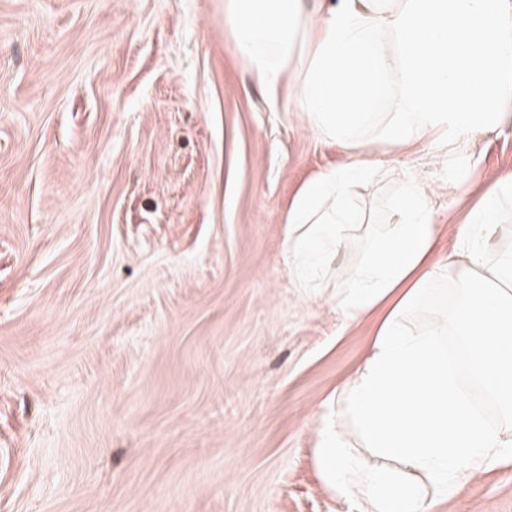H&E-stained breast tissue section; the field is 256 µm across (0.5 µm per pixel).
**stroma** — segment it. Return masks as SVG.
Segmentation results:
<instances>
[{
	"mask_svg": "<svg viewBox=\"0 0 512 512\" xmlns=\"http://www.w3.org/2000/svg\"><path fill=\"white\" fill-rule=\"evenodd\" d=\"M224 2L0 0V512H356L314 448L373 324L334 297L403 177L448 253L512 173V124L369 145L362 228L305 294L287 205L349 156L257 85ZM433 512H512V462Z\"/></svg>",
	"mask_w": 512,
	"mask_h": 512,
	"instance_id": "1",
	"label": "stroma"
}]
</instances>
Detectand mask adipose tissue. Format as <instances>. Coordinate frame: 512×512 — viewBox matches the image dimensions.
I'll return each instance as SVG.
<instances>
[{
    "label": "adipose tissue",
    "mask_w": 512,
    "mask_h": 512,
    "mask_svg": "<svg viewBox=\"0 0 512 512\" xmlns=\"http://www.w3.org/2000/svg\"><path fill=\"white\" fill-rule=\"evenodd\" d=\"M225 0L236 49L268 89L289 69L291 95L314 136L349 152L344 165L307 180L288 205V238L299 288L321 277L357 226L350 191L379 161L364 157L365 135L402 148L425 140L443 148L512 123V0ZM306 63L295 67L297 51ZM390 111L379 105L389 85ZM512 174L485 190L456 232L448 256L437 244L429 198L406 177L395 224L351 270L335 302L345 320L375 318L368 354L337 402L360 441L334 422L319 430L315 458L326 487L361 512H432L474 474L512 461ZM465 285L452 314L424 326L413 311L433 302L441 282ZM464 337L472 366L497 408L475 411L448 368L449 336Z\"/></svg>",
    "instance_id": "ef3b65f1"
}]
</instances>
